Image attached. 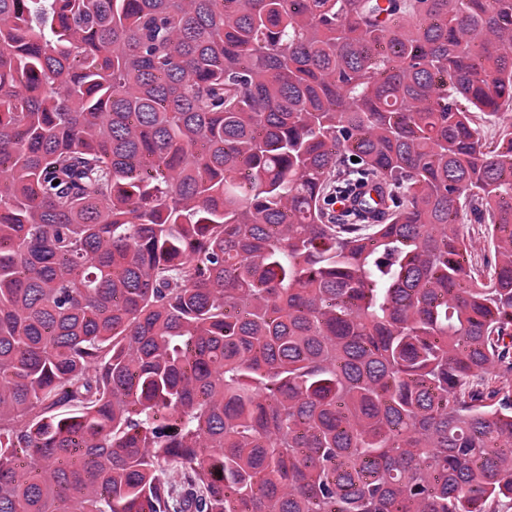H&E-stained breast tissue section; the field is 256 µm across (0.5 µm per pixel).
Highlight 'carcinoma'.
Returning a JSON list of instances; mask_svg holds the SVG:
<instances>
[{"instance_id": "obj_1", "label": "carcinoma", "mask_w": 512, "mask_h": 512, "mask_svg": "<svg viewBox=\"0 0 512 512\" xmlns=\"http://www.w3.org/2000/svg\"><path fill=\"white\" fill-rule=\"evenodd\" d=\"M511 108L512 0H0V512H512Z\"/></svg>"}]
</instances>
